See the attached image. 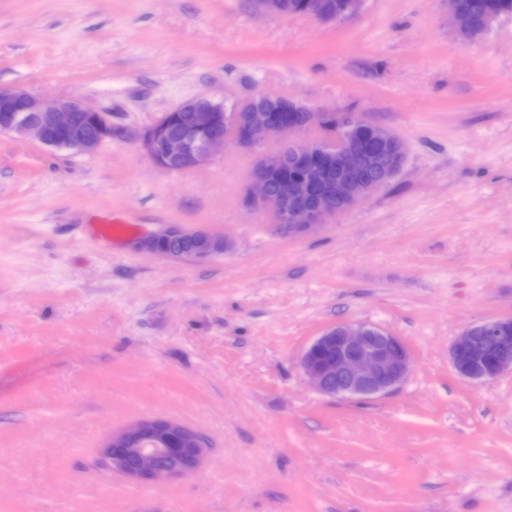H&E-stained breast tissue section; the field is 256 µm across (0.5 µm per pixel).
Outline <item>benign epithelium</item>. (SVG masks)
I'll return each instance as SVG.
<instances>
[{"label":"benign epithelium","instance_id":"obj_1","mask_svg":"<svg viewBox=\"0 0 512 512\" xmlns=\"http://www.w3.org/2000/svg\"><path fill=\"white\" fill-rule=\"evenodd\" d=\"M256 11L272 17H287L284 0H255ZM448 18L453 30L466 39L479 36L466 24L448 0ZM277 105L266 107L252 96L233 101L232 110L205 96L186 98L172 108L191 113L187 131L170 132L169 113L150 127L139 130L112 123L107 112L96 111L78 98H41L23 88L0 89V112L5 128L21 138H32L46 147L88 154L109 139L137 141L151 162L170 172L204 165L214 152L232 143L242 151H254L271 140L284 143L289 154H262L258 171L251 173L245 203L254 210H268L273 231L283 237H297L326 225L336 215L367 199L388 185L399 173L406 157L404 141L389 129L362 120L354 114H336V125L324 129L325 138L304 135L319 125L321 114L306 103L276 97ZM364 126L369 139L379 148L375 173L369 177L350 171L351 147L341 136L347 127ZM230 133L224 134V128ZM288 162L300 166L298 176L286 177L278 185V201L270 199L264 172ZM327 194L314 196L331 172ZM190 239L189 255L160 244ZM224 237L203 227L167 224L141 239L138 248L168 259H207L224 253ZM512 316L491 320L465 329L453 342L450 359L463 378L480 383L512 372V336L504 332ZM301 366L318 391L343 400H372L397 390L412 372V357L406 343L380 329L363 323H342L325 331L306 349ZM193 434L179 422L149 417L112 434L100 448V459L112 473L136 483H160L192 474L204 459L208 447H178L174 439Z\"/></svg>","mask_w":512,"mask_h":512}]
</instances>
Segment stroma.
I'll list each match as a JSON object with an SVG mask.
<instances>
[{
	"mask_svg": "<svg viewBox=\"0 0 512 512\" xmlns=\"http://www.w3.org/2000/svg\"><path fill=\"white\" fill-rule=\"evenodd\" d=\"M446 0H364L321 22L254 0H0V89L77 97L144 128L183 99L257 93L396 133L405 165L309 236L244 206L257 153L157 168L132 141L92 154L0 133V512H512V373L457 375L467 327L512 314V17L477 40ZM134 231L105 241L91 223ZM165 224L228 250H138ZM399 337L414 369L368 402L314 389L326 329ZM145 416L210 451L137 485L99 450Z\"/></svg>",
	"mask_w": 512,
	"mask_h": 512,
	"instance_id": "obj_1",
	"label": "stroma"
}]
</instances>
